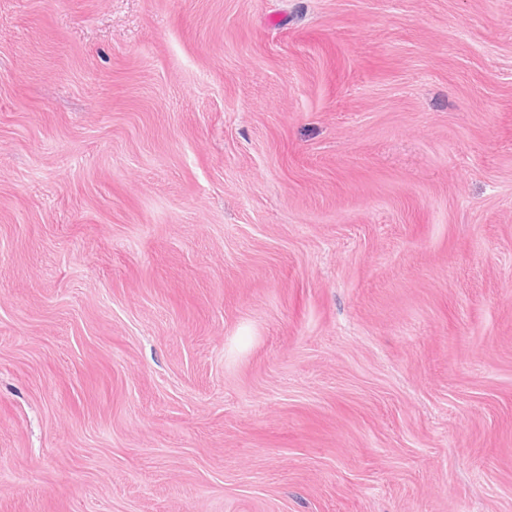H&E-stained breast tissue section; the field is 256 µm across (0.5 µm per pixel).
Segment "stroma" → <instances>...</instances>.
Here are the masks:
<instances>
[{
	"label": "stroma",
	"instance_id": "obj_1",
	"mask_svg": "<svg viewBox=\"0 0 512 512\" xmlns=\"http://www.w3.org/2000/svg\"><path fill=\"white\" fill-rule=\"evenodd\" d=\"M0 512H512V0H0Z\"/></svg>",
	"mask_w": 512,
	"mask_h": 512
}]
</instances>
